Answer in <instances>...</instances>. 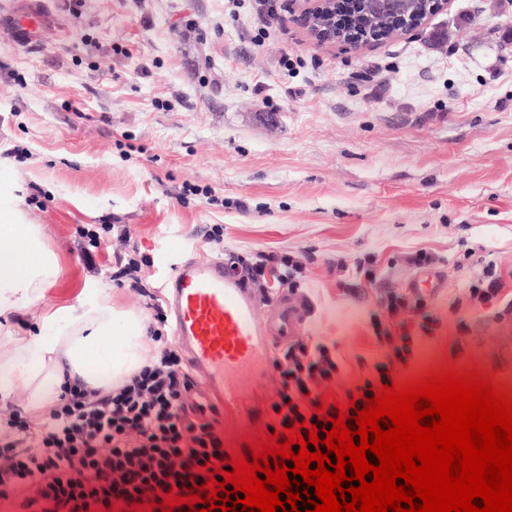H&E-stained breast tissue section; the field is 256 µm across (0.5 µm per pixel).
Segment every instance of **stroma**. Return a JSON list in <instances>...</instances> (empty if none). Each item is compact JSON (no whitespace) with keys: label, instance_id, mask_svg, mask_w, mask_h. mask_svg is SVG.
<instances>
[{"label":"stroma","instance_id":"35a3bbf8","mask_svg":"<svg viewBox=\"0 0 512 512\" xmlns=\"http://www.w3.org/2000/svg\"><path fill=\"white\" fill-rule=\"evenodd\" d=\"M41 2L32 47L0 32V186L60 252L46 304L111 284L132 244L142 287L112 300L142 311L186 257L308 250L302 333L336 342L353 379L371 306L331 263L375 254L380 287L407 292L402 256L427 248L437 323L397 382L449 364L512 387V321L453 307L481 272L465 250L512 273V0H448L360 51L316 42L305 0Z\"/></svg>","mask_w":512,"mask_h":512}]
</instances>
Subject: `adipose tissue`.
<instances>
[{"label": "adipose tissue", "mask_w": 512, "mask_h": 512, "mask_svg": "<svg viewBox=\"0 0 512 512\" xmlns=\"http://www.w3.org/2000/svg\"><path fill=\"white\" fill-rule=\"evenodd\" d=\"M64 268L44 225L27 222L12 202H0V401L17 389L29 407L44 410L65 377L94 388L124 382L143 365L147 336L143 313L117 308L108 285L82 289L70 303L43 312L36 331L11 323L45 299Z\"/></svg>", "instance_id": "ef3b65f1"}]
</instances>
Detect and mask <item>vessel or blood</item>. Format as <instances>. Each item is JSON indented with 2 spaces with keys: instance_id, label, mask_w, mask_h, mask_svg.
Returning <instances> with one entry per match:
<instances>
[{
  "instance_id": "1",
  "label": "vessel or blood",
  "mask_w": 512,
  "mask_h": 512,
  "mask_svg": "<svg viewBox=\"0 0 512 512\" xmlns=\"http://www.w3.org/2000/svg\"><path fill=\"white\" fill-rule=\"evenodd\" d=\"M0 25L14 42L30 45V20L9 17ZM166 303L196 382L194 404L203 419L228 425L255 415L256 390L273 375L275 347L297 336L309 316L306 305L282 299L272 318L259 319L257 293L212 257L181 262L167 283Z\"/></svg>"
}]
</instances>
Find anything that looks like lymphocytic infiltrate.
<instances>
[{"label": "lymphocytic infiltrate", "mask_w": 512, "mask_h": 512, "mask_svg": "<svg viewBox=\"0 0 512 512\" xmlns=\"http://www.w3.org/2000/svg\"><path fill=\"white\" fill-rule=\"evenodd\" d=\"M305 271L303 256L259 251L242 262L239 279L266 294L287 289L307 304ZM467 301L493 321L512 318V287L494 261L484 262L470 282ZM375 306L370 327L383 355L373 364L374 378L345 388L347 400L354 391L391 382L394 365L412 354L417 332L434 329L422 297L390 288L377 293ZM152 310L148 336L156 348L123 384L104 390L68 379L49 414L16 406L0 422V512H134L168 491L182 495L202 484L201 465L227 457L215 424L194 416L193 379L182 350L164 333V309L156 304ZM273 371L266 430L304 418L317 422L312 409L339 375L332 346L297 337L279 349Z\"/></svg>", "instance_id": "f902f5d3"}]
</instances>
